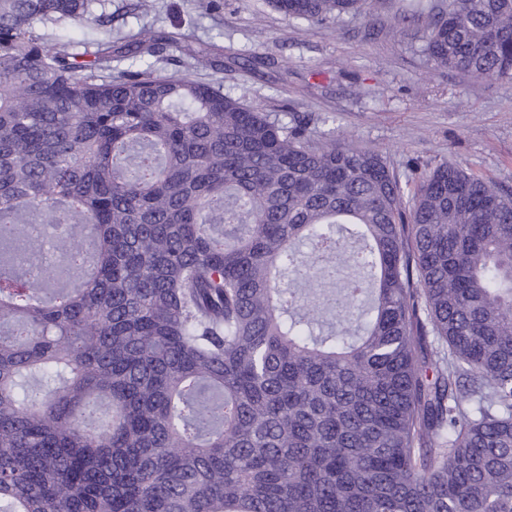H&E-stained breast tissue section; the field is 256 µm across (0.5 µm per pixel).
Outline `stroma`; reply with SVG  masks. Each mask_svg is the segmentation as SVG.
<instances>
[{
    "instance_id": "1",
    "label": "stroma",
    "mask_w": 512,
    "mask_h": 512,
    "mask_svg": "<svg viewBox=\"0 0 512 512\" xmlns=\"http://www.w3.org/2000/svg\"><path fill=\"white\" fill-rule=\"evenodd\" d=\"M107 0L111 25L70 22L51 35L120 43L165 30L201 52L170 43L150 58L162 76H186L260 105L320 139L335 117L337 141L381 152L408 180L413 168L451 161L512 190V84L434 68L422 26L400 28L394 0H378L375 25L343 15L324 24L282 16L265 0ZM260 54L271 67L245 66Z\"/></svg>"
}]
</instances>
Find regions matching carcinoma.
Returning a JSON list of instances; mask_svg holds the SVG:
<instances>
[{"mask_svg":"<svg viewBox=\"0 0 512 512\" xmlns=\"http://www.w3.org/2000/svg\"><path fill=\"white\" fill-rule=\"evenodd\" d=\"M103 8L0 0V512H512V191L47 42ZM403 20L512 81V0Z\"/></svg>","mask_w":512,"mask_h":512,"instance_id":"carcinoma-1","label":"carcinoma"}]
</instances>
